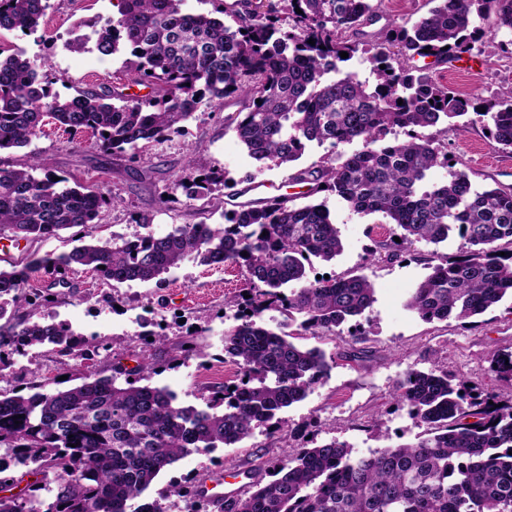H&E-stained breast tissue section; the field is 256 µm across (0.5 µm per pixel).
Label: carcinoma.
<instances>
[{
    "label": "carcinoma",
    "mask_w": 512,
    "mask_h": 512,
    "mask_svg": "<svg viewBox=\"0 0 512 512\" xmlns=\"http://www.w3.org/2000/svg\"><path fill=\"white\" fill-rule=\"evenodd\" d=\"M180 2L119 0L118 15L91 23L100 53L130 48L132 82L152 86L151 98L125 93L122 74L110 87L63 98L23 53L0 59V152L29 145L50 117L91 131L101 151L135 160L201 108L238 97L245 111L225 116L224 129L256 161L289 169L312 142L361 143L289 181L307 186L308 199L325 192L356 214L386 218L388 236L372 254L391 261L417 243L439 245L455 234L467 241L470 249L453 260L436 251L425 258L430 272L406 303L422 320L468 319L512 296V187L477 188L453 170L448 131L461 135L468 126H445L472 111L486 119L490 138L512 150V94L476 102L408 65L415 56L446 63L472 53L487 36L477 17L493 13L498 27L512 30V0H438L412 29L394 25L382 43L362 50L353 36L373 0H276L265 10L239 0L232 25L185 13ZM49 8V0H0V30L35 33ZM359 52L366 76L339 67ZM436 168L448 169V178L431 181ZM38 170L34 158L23 168L0 165V237L43 240L81 227L87 241L0 266V295L13 305L9 316L0 308V354L42 345L59 357L99 354L67 324L34 319L48 302L30 286L35 272L60 286L77 267L107 282L147 283L193 259L244 268L248 297L233 300L243 309L224 330V356L240 377L212 389L204 409L179 406L169 390L148 384L157 369L150 356L133 368L117 360L112 375L77 385L54 378L28 382L33 394L0 392V448L14 456L0 465V512H127L182 456L237 445L260 425L283 430L278 413L304 400L329 369L321 349L290 338L336 336L375 302L365 274L307 280L306 263L331 262L343 251L322 203L297 205L286 195L251 201L222 212V224H175L163 237L142 216L136 223L146 233L109 244L96 239L95 224L103 207L123 199ZM224 186L223 170L190 156L157 202L168 208L180 193L209 198ZM271 309L283 316L279 332L263 319ZM489 372L512 387V350L495 352ZM394 396L426 426L416 443L369 455L334 438L302 448L269 481L224 501L221 512H512V398L503 402L441 367L410 370ZM18 487L24 496L4 495Z\"/></svg>",
    "instance_id": "carcinoma-1"
}]
</instances>
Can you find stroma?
Masks as SVG:
<instances>
[{"label":"stroma","mask_w":512,"mask_h":512,"mask_svg":"<svg viewBox=\"0 0 512 512\" xmlns=\"http://www.w3.org/2000/svg\"><path fill=\"white\" fill-rule=\"evenodd\" d=\"M48 16L53 24L47 33L25 34L0 31V54L24 53L35 65L43 66L53 78V89L63 95L99 84H112L117 72L126 70L128 48L111 55L101 54L94 43L72 51L66 43L73 24L89 23L97 16L118 12L117 0H50ZM432 7L430 0H380L373 19L364 21L357 38L362 43L382 40L388 22L411 26ZM496 37L486 40L478 65L471 73H460L450 65L432 66L429 77L471 98H494L512 94V53L502 51L512 41V31L498 28L495 17L481 20ZM241 100L227 99L223 109L197 113L180 137L150 148L138 162L125 156L103 153L94 148L91 131L70 132L47 122L29 146L0 153V162L21 166L29 154H36L41 170L88 184L104 193L119 192L126 208L104 209L94 234L101 241L120 235L131 239L142 234L139 216H148L155 235L168 233L176 224L221 223L220 212L212 211L206 200L178 204L175 210L160 208L155 184L182 170L187 153L200 164L224 170L231 189L253 182L273 184L280 193H297L288 182L289 172L250 158L232 133L224 129L225 115L242 110ZM448 153L457 170L466 172L473 184L512 185V151L490 139L481 123H473L465 136L449 137ZM340 231L343 251L335 261L314 260L308 278L339 275L348 271L366 274L375 288V302L361 317L342 325L340 334L329 340L311 335L298 337V345L321 348L329 364L326 377L301 402L284 409V432L271 434L264 427L233 447L193 451L183 456L155 479L145 500L160 499V492L174 481L209 475L230 481L235 471L250 467L256 478H267L272 464L295 455L310 441L335 439L349 444L354 452L367 454L415 442L422 428L408 410L392 397L399 379L411 369L426 370L438 365L485 388L506 392L507 387L489 372L488 359L497 350L512 347V298H505L485 314L465 320L426 322L406 310L411 288L422 281L428 268L423 260L430 245L417 244V257L395 261H372L370 251L383 239L387 227L377 214L359 215L346 208L334 195L319 194ZM71 287L57 302L40 307L38 317L54 318L73 329L92 335L106 345V352L94 360L51 362L43 349L32 348L6 358L9 390L32 376H106L111 356L125 353L126 366H134L142 349L135 340L141 326L166 334L163 345L152 348L158 362L153 385L167 388L177 403L204 407L212 386L223 385L220 377L210 385L196 378L200 367L224 361V331L234 323L235 311L224 306L227 298L245 288V275L234 264L208 267L193 261L163 274L161 282L112 284L89 270L70 275ZM205 317L206 330L198 336L199 353L184 355L178 342L197 317Z\"/></svg>","instance_id":"35a3bbf8"}]
</instances>
